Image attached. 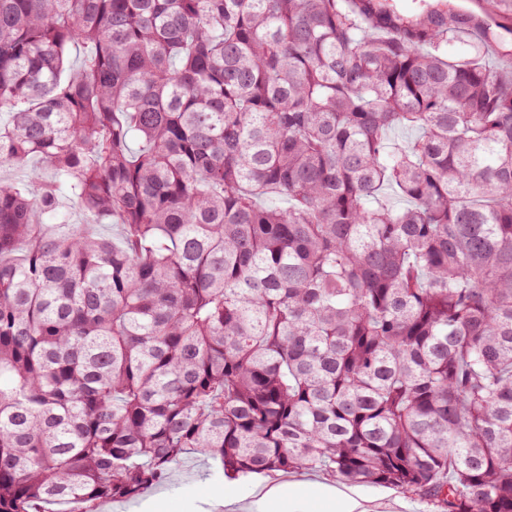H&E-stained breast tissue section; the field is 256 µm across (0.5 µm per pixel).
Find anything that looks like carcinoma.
I'll use <instances>...</instances> for the list:
<instances>
[{
    "instance_id": "obj_1",
    "label": "carcinoma",
    "mask_w": 512,
    "mask_h": 512,
    "mask_svg": "<svg viewBox=\"0 0 512 512\" xmlns=\"http://www.w3.org/2000/svg\"><path fill=\"white\" fill-rule=\"evenodd\" d=\"M490 40L383 0H0V512L194 451L512 512ZM65 196L84 221L44 223Z\"/></svg>"
}]
</instances>
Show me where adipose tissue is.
Masks as SVG:
<instances>
[{
    "mask_svg": "<svg viewBox=\"0 0 512 512\" xmlns=\"http://www.w3.org/2000/svg\"><path fill=\"white\" fill-rule=\"evenodd\" d=\"M256 512H371L360 489L323 482L288 487L259 484L254 488Z\"/></svg>",
    "mask_w": 512,
    "mask_h": 512,
    "instance_id": "ef3b65f1",
    "label": "adipose tissue"
}]
</instances>
